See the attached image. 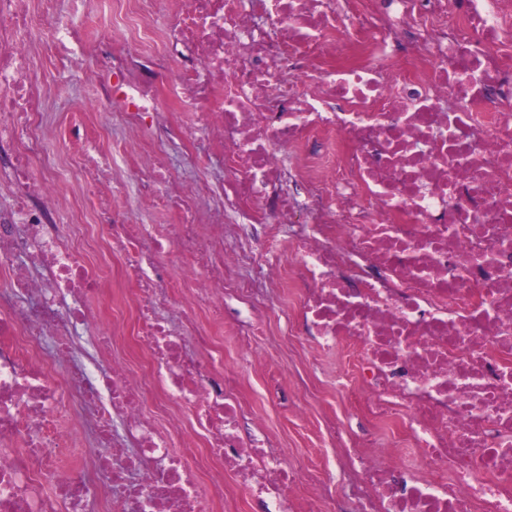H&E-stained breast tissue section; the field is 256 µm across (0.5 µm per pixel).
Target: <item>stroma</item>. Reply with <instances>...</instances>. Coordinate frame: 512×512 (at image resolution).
Segmentation results:
<instances>
[{
  "label": "stroma",
  "instance_id": "stroma-1",
  "mask_svg": "<svg viewBox=\"0 0 512 512\" xmlns=\"http://www.w3.org/2000/svg\"><path fill=\"white\" fill-rule=\"evenodd\" d=\"M113 0H29L35 19L51 15L72 24L81 32L88 51L80 62L59 56L45 41L36 43V67L51 81V94L46 99L43 124L48 133L47 163L54 172L61 194L69 197L70 205L60 217L63 233L78 238V224L94 221L96 200L92 193L73 195L72 187L80 175L78 160L81 153L72 136L81 128L97 142L104 156H116L113 170L125 184L122 205L133 220L152 225L156 234H167L172 215L167 208L151 206L144 189L132 175L133 159L123 156L126 141L133 126L118 103L104 98L98 82L91 77L97 68L96 46L112 37L111 23L115 19ZM159 152L173 164L182 178L207 180L218 175L216 160L196 158L189 144L170 140L160 144ZM297 302L292 288H278L268 295L263 317V333L254 337L252 356L273 362L282 376L284 394L270 395L266 390L267 374L262 365L242 366L237 329L247 317L242 305L229 303L224 308V360L237 366L234 384L250 422L259 424L270 439L272 452L282 455L285 462H306L315 470L333 467L335 449L330 444L324 425L333 419L349 430H356L357 416L351 409L350 396L342 386L345 372L353 369L356 360L344 351L318 352L307 342L290 338L288 321ZM305 386L304 415H295L291 395L297 386Z\"/></svg>",
  "mask_w": 512,
  "mask_h": 512
}]
</instances>
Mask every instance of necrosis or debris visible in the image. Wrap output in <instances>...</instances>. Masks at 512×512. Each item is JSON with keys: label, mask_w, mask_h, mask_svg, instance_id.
<instances>
[{"label": "necrosis or debris", "mask_w": 512, "mask_h": 512, "mask_svg": "<svg viewBox=\"0 0 512 512\" xmlns=\"http://www.w3.org/2000/svg\"><path fill=\"white\" fill-rule=\"evenodd\" d=\"M157 2L163 48L188 51L174 81L145 54L117 68L105 50L102 92L137 133L220 155L224 176L188 183L135 155L176 217L157 237L106 169L83 171L100 207L87 235L135 286L127 336L81 303L105 280L56 229L36 25L24 0H0V178L12 187L0 263L27 258L0 294V512H201L223 501L228 472L257 512H334L332 474L284 463L250 428L194 306L180 329L150 316L172 287L166 264L211 321L226 300L249 308L242 350L287 270L299 294L289 336L357 351L367 426L326 424L337 471L356 478L348 512H512V0ZM86 335L109 363L97 377L72 365ZM130 344L146 356L136 372L113 355ZM186 409L199 443L181 440ZM384 422L399 431L378 450Z\"/></svg>", "instance_id": "necrosis-or-debris-1"}]
</instances>
